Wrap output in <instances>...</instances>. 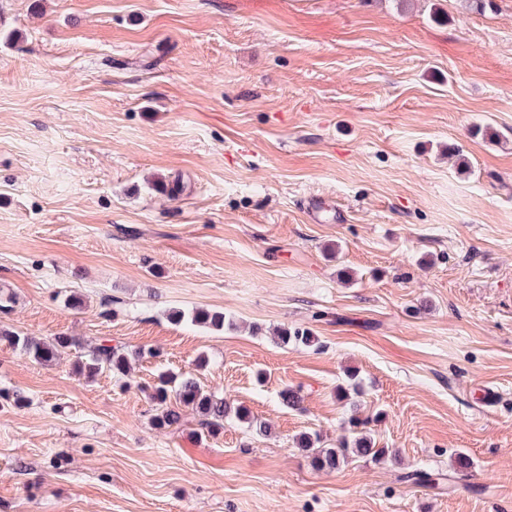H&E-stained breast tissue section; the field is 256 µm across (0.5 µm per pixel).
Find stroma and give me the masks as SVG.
Returning a JSON list of instances; mask_svg holds the SVG:
<instances>
[{"mask_svg":"<svg viewBox=\"0 0 512 512\" xmlns=\"http://www.w3.org/2000/svg\"><path fill=\"white\" fill-rule=\"evenodd\" d=\"M4 294L0 330L141 358L0 340V512H512V0H0ZM167 369L270 434L156 429ZM353 416L385 459L314 470ZM276 341L284 347H288L289 344H293L298 346L318 348V341L316 336H314L312 332L307 328H283L277 334ZM3 337L14 349L32 356L34 360L42 364H49L55 361L67 350L77 348L82 343L74 336H55L49 341L38 340L32 336H21L17 333H2ZM112 340H102L90 354L81 357L78 361L80 373L87 376H95L104 371L112 374V377L123 379L131 371V360L127 354L120 352L117 347L108 344Z\"/></svg>","mask_w":512,"mask_h":512,"instance_id":"stroma-1","label":"stroma"}]
</instances>
